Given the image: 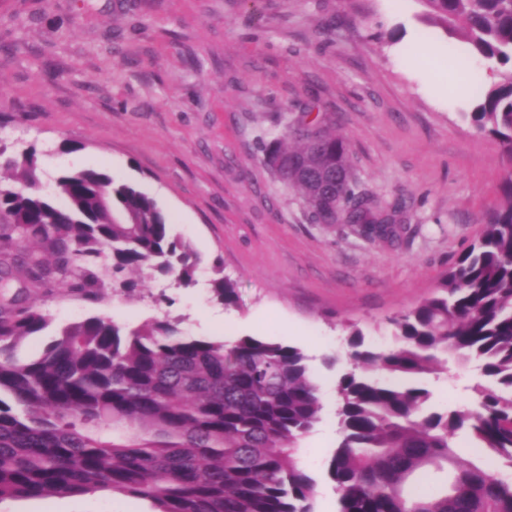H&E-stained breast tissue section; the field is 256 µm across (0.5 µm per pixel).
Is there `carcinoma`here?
<instances>
[{"label": "carcinoma", "mask_w": 512, "mask_h": 512, "mask_svg": "<svg viewBox=\"0 0 512 512\" xmlns=\"http://www.w3.org/2000/svg\"><path fill=\"white\" fill-rule=\"evenodd\" d=\"M427 21L498 65L470 113L512 168V0H421ZM265 157L294 162L284 184L314 224L343 221L367 239L396 235L352 178L342 137L319 120L288 126ZM0 184V503L108 489L156 512H313L315 482L295 460L319 420V385L302 351L259 336L228 344L183 335L167 320L128 333L92 317L62 327L37 357L19 343L50 318L32 289L99 299L107 277L158 272L193 283L199 258L172 237L157 202L95 170L55 179L60 206L42 191L32 150ZM338 188L341 216L315 204ZM109 192L108 204L97 188ZM504 203L441 278L434 294L389 319L393 345L349 332L352 369L336 382L339 442L328 464L337 512H512V477L462 463L461 435L512 468V172ZM212 300L237 303L234 281L212 280ZM474 363L484 382L464 407L431 410L410 379Z\"/></svg>", "instance_id": "carcinoma-1"}]
</instances>
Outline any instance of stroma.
<instances>
[{
  "label": "stroma",
  "instance_id": "obj_1",
  "mask_svg": "<svg viewBox=\"0 0 512 512\" xmlns=\"http://www.w3.org/2000/svg\"><path fill=\"white\" fill-rule=\"evenodd\" d=\"M422 0H0V176L35 148L42 185L97 170L135 185L201 257L196 282L156 276L99 302L30 299L53 328L89 317L184 335L260 336L302 350L321 386L319 421L299 442L314 512H335L327 476L338 443L336 374L347 334L388 346V318L430 296L500 203L496 139L464 119L460 94L486 64L448 69L466 46L423 20ZM441 62L432 81L410 41ZM309 113L346 141L359 190L401 204L392 240L315 224L301 194L264 163L261 142ZM238 303L210 298L214 267ZM480 373L426 374L430 407L471 403ZM0 512H153L109 491L7 500Z\"/></svg>",
  "mask_w": 512,
  "mask_h": 512
}]
</instances>
